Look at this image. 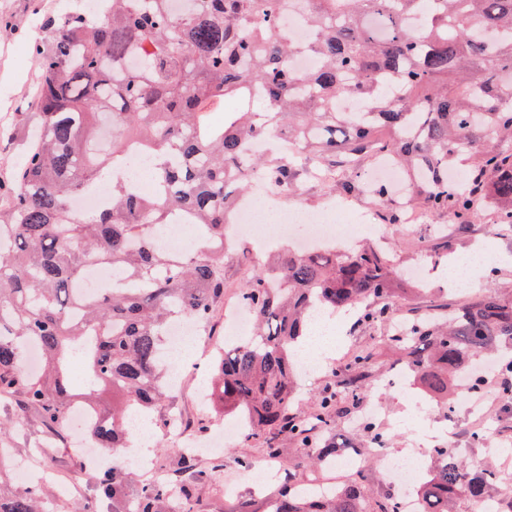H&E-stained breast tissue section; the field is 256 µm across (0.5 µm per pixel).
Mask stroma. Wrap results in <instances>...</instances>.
<instances>
[{
	"label": "stroma",
	"instance_id": "1",
	"mask_svg": "<svg viewBox=\"0 0 512 512\" xmlns=\"http://www.w3.org/2000/svg\"><path fill=\"white\" fill-rule=\"evenodd\" d=\"M88 0H0V205L5 204L10 195L12 175L23 159L38 123V109L35 100V86L39 73V61L35 54L37 41L35 28L44 27L47 21L56 19L61 7L77 8L86 6ZM313 164H302V175L292 195L280 199L281 208L297 205L309 210L320 209L331 198V189L321 185L312 174ZM348 213L356 217L367 215L375 223L384 224L387 231V246L397 268L415 263L428 266L429 282L435 288L434 299L439 304H455L452 294L456 286L453 262L461 255L476 248H484L489 253L497 273L481 276L477 287L486 291L508 293L512 290V230L494 233L490 202L478 201L472 218L462 219L451 213H436L431 223L408 226L399 222H385L387 208L377 206L370 193L354 191L348 193ZM447 242L448 249L443 257H435L429 247L436 242ZM262 253L254 251L248 243H240L224 257V298L237 299L246 280L262 264ZM339 336L336 344L343 350H356L373 346L380 352L381 363L374 375L375 380L390 376L391 366L397 360L396 352L385 345V326L365 327L358 323L355 314L338 316ZM200 381L189 378L186 387L171 395L163 413H175L195 430L209 432L224 422V412L213 401H200L196 389ZM383 414L376 421L379 428L388 430L389 448L414 446L420 449L422 457H429L432 448L442 445L451 450H463L471 460L487 457L485 447L471 446L464 436L472 421L462 409L447 412L446 408L426 406V419L405 429L393 428L396 419H406L404 402L386 392L380 394ZM0 422L7 423L8 431L0 439L8 447L6 461L24 460L35 471H46L62 475L73 488L79 504L89 505L92 512H113L109 500L98 498L93 483L82 476L83 465L71 449L68 437H51L43 432L34 415L20 410L12 402L0 403ZM338 433L347 445L365 449L364 493L366 512H375L383 494L380 480L382 465L375 449L362 429H352L345 422L336 425ZM249 457L252 463L264 462L266 455L254 442H235L221 455L205 456L197 459L196 466L208 473V479L197 491L194 512H235L240 501H250V512H272L278 490L287 475L286 463L296 466V478L307 477L304 469L305 457L301 449L289 446L283 452L281 462L275 463L276 477L265 483L262 489H255L249 477H241L237 494L225 496L224 484L232 475H240L237 458Z\"/></svg>",
	"mask_w": 512,
	"mask_h": 512
}]
</instances>
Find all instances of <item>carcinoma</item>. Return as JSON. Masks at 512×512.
I'll list each match as a JSON object with an SVG mask.
<instances>
[{
  "label": "carcinoma",
  "instance_id": "obj_1",
  "mask_svg": "<svg viewBox=\"0 0 512 512\" xmlns=\"http://www.w3.org/2000/svg\"><path fill=\"white\" fill-rule=\"evenodd\" d=\"M47 24L36 48L40 122L16 171L11 203L0 208V399L19 398L54 434L71 405L96 414L91 437L101 447L127 448L131 412H151L167 398L168 327L177 319L210 321L224 297V225L247 173L293 190L298 166L318 164L322 178L349 191L358 177L338 178L374 153L418 169L413 201L433 213H474L483 195L497 223L512 227V0H304L309 37L294 43L280 27L292 0H107ZM377 13L379 30L368 22ZM302 50L318 67L304 75L289 66ZM354 97L365 111L338 112ZM298 153L271 150L247 169L245 144L281 131ZM151 153L155 187L143 193L113 178L125 154ZM465 168L448 182V166ZM112 183V197L91 214L73 199L87 187ZM187 224L202 238L196 250L159 247L156 231ZM92 265L110 266L123 283L80 295ZM404 289L392 256L371 245L345 253H274L240 290L255 315L253 335L218 355L212 395L245 425L270 457L292 445L305 457L336 459L337 420L357 410L377 365L372 347L357 351L345 371L312 401L291 411L296 353L308 339L311 306L326 313L360 310L363 325L387 322ZM42 351L40 372L25 371L26 348ZM387 345L428 391L450 398L452 379L477 356H496L499 405L512 413V297L479 294L446 311L409 315ZM80 356L86 392H70L67 365ZM105 390L122 404L99 403ZM421 495L422 512H458L491 496L512 498V482L487 462L472 463L436 447ZM186 481L206 474L182 455ZM128 465L99 471V497L113 512H167L187 498L164 483L130 496ZM362 481L327 496L288 479L273 512H366ZM48 494L31 488L0 492V512L50 509Z\"/></svg>",
  "mask_w": 512,
  "mask_h": 512
}]
</instances>
